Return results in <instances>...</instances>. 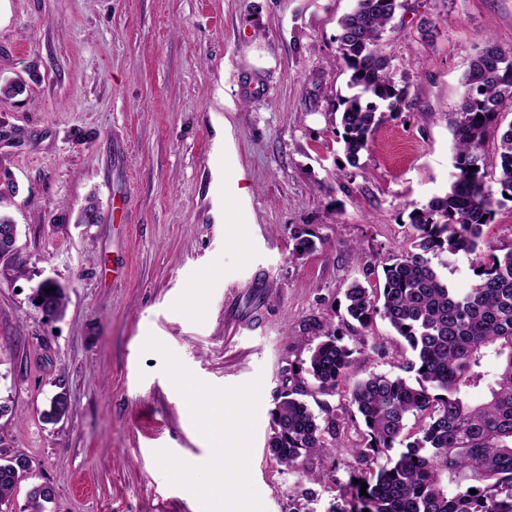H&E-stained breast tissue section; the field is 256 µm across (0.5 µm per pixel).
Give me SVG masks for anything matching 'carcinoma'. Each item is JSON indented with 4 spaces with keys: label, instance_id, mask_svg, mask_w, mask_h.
<instances>
[{
    "label": "carcinoma",
    "instance_id": "1",
    "mask_svg": "<svg viewBox=\"0 0 512 512\" xmlns=\"http://www.w3.org/2000/svg\"><path fill=\"white\" fill-rule=\"evenodd\" d=\"M401 7V0H356L338 20L336 62L350 71L354 89L338 103L341 138L353 165L385 113L407 104V91L396 86L379 50ZM464 85L454 125L457 174L448 193L410 213L411 247L383 264L382 283H354L345 293L346 312L360 328L378 316L407 342L415 353L407 369L416 378L412 383L372 373L345 391L364 425L360 442L348 447L359 462L368 467L397 443L407 451L375 474L351 472L336 512H512V248L502 254L482 248L496 208L512 201V122L499 136L497 168L488 167L483 150L502 112L512 107V51L489 44L470 62ZM292 239L296 259L317 249L309 232ZM441 252L466 258L473 283L449 287L431 265V256ZM40 295L50 313L63 315L60 285L46 284ZM320 337L307 361L283 370L272 411L268 448L277 464L289 468L343 446L334 409L321 406V417L304 400L303 374L312 377L315 392L333 395L353 351L331 326ZM411 417L416 432L406 435ZM15 460L28 457L0 448V506L25 477L14 469ZM53 499V488L35 485L26 512H46Z\"/></svg>",
    "mask_w": 512,
    "mask_h": 512
}]
</instances>
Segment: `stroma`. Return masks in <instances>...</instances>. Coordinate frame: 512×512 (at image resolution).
I'll return each mask as SVG.
<instances>
[{"label":"stroma","mask_w":512,"mask_h":512,"mask_svg":"<svg viewBox=\"0 0 512 512\" xmlns=\"http://www.w3.org/2000/svg\"><path fill=\"white\" fill-rule=\"evenodd\" d=\"M354 4L0 0V84L25 85L0 96V121L26 134L0 146V179L17 187L0 214L18 226L17 254L0 259V446L35 464L4 512L40 483L55 492L48 512H201L154 459L165 448L201 464L211 449L161 357L143 352L150 335L208 384L261 378L251 474L265 512L340 505L363 424L329 396L342 413L334 459L278 465L265 446L282 372L308 359L318 324L343 328L346 289L377 281L366 260L409 249L410 213L453 181L470 60L491 40L512 51V0H402L382 52L409 104L351 166L336 110L349 74L335 58ZM90 197L102 223L58 221ZM298 231L317 249L296 260ZM47 277L68 296L55 319L31 302ZM343 342L348 388L400 376L412 356L379 318ZM60 392L72 411L46 421Z\"/></svg>","instance_id":"35a3bbf8"}]
</instances>
